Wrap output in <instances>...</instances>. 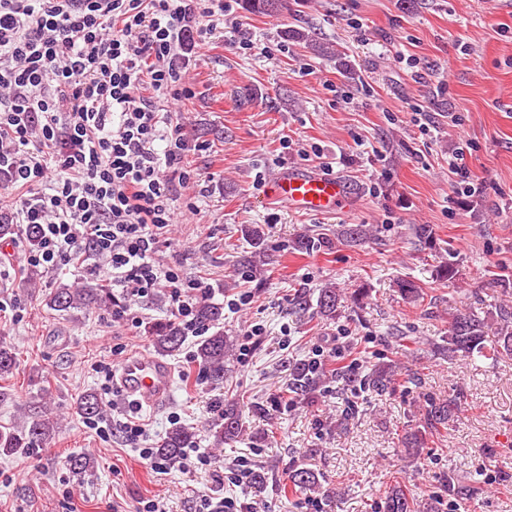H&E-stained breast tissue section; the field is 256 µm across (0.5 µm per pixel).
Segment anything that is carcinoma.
<instances>
[{
	"mask_svg": "<svg viewBox=\"0 0 512 512\" xmlns=\"http://www.w3.org/2000/svg\"><path fill=\"white\" fill-rule=\"evenodd\" d=\"M245 8L256 15L274 16L280 12L281 0H243ZM283 36L295 42L307 45L314 53L322 56H334L339 65L350 70L340 52L333 46L324 44L305 30L289 28ZM250 250L240 253L238 264L243 272L253 275L262 270L266 258L265 233L257 225H250L244 230ZM370 236V229L363 224L350 225L342 231L343 240L350 245H358ZM401 296L411 302L424 298V291L416 282L407 279L396 281ZM114 300L112 289L105 286L92 288H71L60 285L50 295L47 305L57 312L72 309L112 308ZM342 293L333 283H326L318 291V313L325 319H333L341 307ZM197 317L202 326L208 330L196 344L195 362L202 374L210 382L218 385L224 383L225 363L228 360L231 344L224 336L220 322L224 320V308L211 302H204L197 308ZM156 350L165 355L179 351L183 336L171 322L154 323L149 327ZM435 350L448 359L464 358L477 361L482 358H496L512 355V306L499 305L497 317L490 314L480 315L468 308L456 312L448 324V345H438ZM17 366V358L12 346L0 336V377L10 375ZM335 377L353 388L373 392H384L389 388L394 377L392 365H374L358 367L355 370H335ZM325 375L305 364H297L291 369L290 389L293 393L308 397L324 382ZM458 408L457 398L446 400L429 398L426 400L424 423L421 427L405 433L403 443L412 451H419L425 446L427 436L448 426V419ZM79 414L85 419H95L100 413L96 395L84 394L77 403ZM57 429V422L48 410H43L28 419L18 422L7 430H0V456H10L23 450L36 448L47 442ZM240 412L237 406H224L221 420L209 430L214 447L234 442L242 434ZM199 433L194 428L182 424H173L165 436L157 443V454L163 458L175 460L185 448L198 445ZM292 490L301 492L317 484V477L308 468H297L290 475ZM478 494L475 485H459L448 482V496L467 500ZM382 512H417L416 500L400 484H395L385 491L381 502Z\"/></svg>",
	"mask_w": 512,
	"mask_h": 512,
	"instance_id": "cac0c4a2",
	"label": "carcinoma"
}]
</instances>
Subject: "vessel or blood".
<instances>
[{"mask_svg":"<svg viewBox=\"0 0 512 512\" xmlns=\"http://www.w3.org/2000/svg\"><path fill=\"white\" fill-rule=\"evenodd\" d=\"M266 193L290 208L316 214L335 213L349 195L347 185L335 177L296 170L282 173L267 186ZM172 377V369L166 362L139 354L121 365L118 381L139 403L158 407L170 396Z\"/></svg>","mask_w":512,"mask_h":512,"instance_id":"vessel-or-blood-1","label":"vessel or blood"}]
</instances>
